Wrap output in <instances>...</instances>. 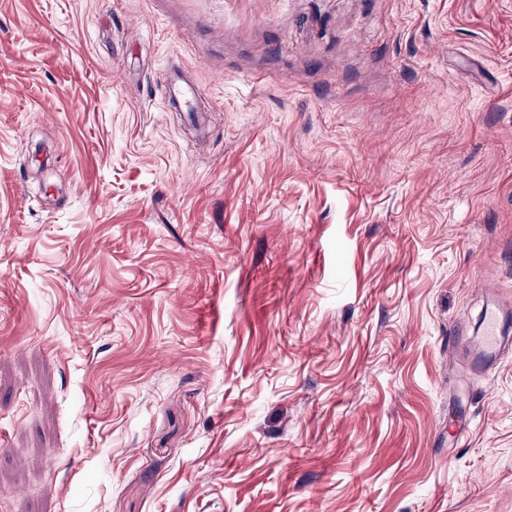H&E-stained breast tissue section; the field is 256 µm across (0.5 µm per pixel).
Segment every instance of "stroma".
<instances>
[{
    "label": "stroma",
    "instance_id": "obj_1",
    "mask_svg": "<svg viewBox=\"0 0 512 512\" xmlns=\"http://www.w3.org/2000/svg\"><path fill=\"white\" fill-rule=\"evenodd\" d=\"M493 294L512 0H0V512H512ZM196 95L195 88L188 84H176L170 88L167 105L176 109H184L186 112H191L192 101ZM508 304L494 301L481 315L482 339L477 358L481 371H489L499 360Z\"/></svg>",
    "mask_w": 512,
    "mask_h": 512
}]
</instances>
